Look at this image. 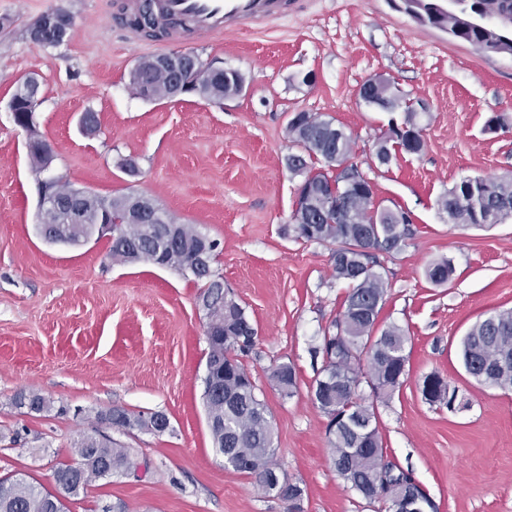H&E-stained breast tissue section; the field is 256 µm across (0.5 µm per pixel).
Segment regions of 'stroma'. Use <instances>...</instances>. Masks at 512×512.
Masks as SVG:
<instances>
[{
	"label": "stroma",
	"mask_w": 512,
	"mask_h": 512,
	"mask_svg": "<svg viewBox=\"0 0 512 512\" xmlns=\"http://www.w3.org/2000/svg\"><path fill=\"white\" fill-rule=\"evenodd\" d=\"M53 8L71 18L68 40L34 43L29 27ZM116 8L117 0H0V478L53 488L56 467L94 431L130 448L138 466L93 482L68 499V512H286L212 446L199 283L149 262H114L106 235L78 245L40 236L26 134L8 109L18 80L32 75L43 97L38 128L71 187L147 195L217 242L213 269L258 331L242 363L271 414L276 463L305 490L303 512H388L331 464L328 418L310 391L322 367L315 350L347 287L332 273L331 245L289 229L301 178L286 163L295 151L288 119L305 111L343 126L377 202L408 212L415 231L379 257L388 284L379 324L409 336L408 376L378 406L384 460L412 473L438 512H512V391L477 382L459 355L477 321L512 308V221L457 226L438 205L462 179L512 174V128L485 130L490 117L512 121V56L419 24L401 0H289L283 16L201 39L181 29L164 39L128 32ZM170 51L239 71L243 92L220 107L199 96L133 95L135 61ZM308 73L314 84L303 83ZM379 75L425 102L430 118L422 154L375 167L390 115L357 91ZM87 111L98 122L91 136L79 126ZM130 158L138 175L122 169ZM442 258L455 272L436 285L426 268ZM281 362L298 375L290 399L268 378ZM432 373L455 391L452 405L424 399ZM22 390L41 393L49 410L16 408ZM115 407L164 413L170 426L124 433L98 422Z\"/></svg>",
	"instance_id": "35a3bbf8"
}]
</instances>
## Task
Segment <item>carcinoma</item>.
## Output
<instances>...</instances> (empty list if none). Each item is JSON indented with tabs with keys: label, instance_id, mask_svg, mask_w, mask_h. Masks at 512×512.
I'll return each instance as SVG.
<instances>
[{
	"label": "carcinoma",
	"instance_id": "carcinoma-1",
	"mask_svg": "<svg viewBox=\"0 0 512 512\" xmlns=\"http://www.w3.org/2000/svg\"><path fill=\"white\" fill-rule=\"evenodd\" d=\"M448 9L459 14V19L448 17V24H458L452 37L464 40L486 54L512 55V33L492 31L472 16L471 0H453ZM130 85L154 86L159 96H167L165 79L142 60V68L131 76ZM368 97L382 103L384 112L400 111L401 92L390 93L384 84L364 87ZM418 112H404L402 122L391 118L387 135L381 138L375 158L393 150L419 155L425 148ZM317 128L308 130L293 122L288 123V135L298 148L297 168L312 180L327 183L334 179L331 172L319 164L336 145L327 132V121L316 119ZM127 196L99 197L83 209L86 222L97 220L103 208L112 209L118 217L125 209ZM451 224H466L490 228L512 219V178L482 177L480 182L466 181L453 186L440 200ZM117 235L112 239V258L124 263L151 260L163 250L169 268L191 275L202 282L200 296L221 297L222 282L215 278L212 264L216 244L206 254V264L198 266L197 253L208 237L194 224H115ZM296 238L306 242L335 245L331 257L336 279L349 284L339 316L332 323L334 336L345 339L355 355L338 362L329 355L326 344L316 350L322 355V370L312 386L313 402L329 418L326 429L331 461L336 473L370 503L385 502L389 512H396L393 499L382 495V476L392 473L398 486L399 498L409 504L422 494V489L410 474L383 463L385 448L378 427L375 403L391 397L399 390L408 375L409 354L407 336L396 325L374 335L375 326L385 298L387 282L375 270L378 254L400 249L414 231L411 224H379L375 213L356 193H341L327 197L316 204L303 223L293 225ZM454 267L446 259L433 262L426 270L431 282L440 277L451 279ZM216 335L208 339L206 362L214 366L217 388H204V403L212 444L224 455V466L251 479L267 494L273 493L267 477L277 468L274 462V428L267 406L257 393V387L239 359L254 346L257 330L246 309L232 297H224L223 314L212 319ZM512 359V309L497 310L476 322L463 337L461 357L468 374L483 379L489 385L512 390V373H487V362L494 357ZM374 387L372 402H365L360 393V378ZM269 379L281 397L291 398L297 391V374L293 364L282 362L269 369ZM14 405L31 413L48 408L46 398L34 391L19 392ZM159 414L134 415L114 407L98 415L121 431L134 429L155 434ZM77 458L83 466L76 470L70 463H62L55 470L56 489L46 491L28 483L22 477L0 478V512H67L66 501L91 483L123 474L134 466L129 449L114 446L98 436L84 435L77 443Z\"/></svg>",
	"mask_w": 512,
	"mask_h": 512
}]
</instances>
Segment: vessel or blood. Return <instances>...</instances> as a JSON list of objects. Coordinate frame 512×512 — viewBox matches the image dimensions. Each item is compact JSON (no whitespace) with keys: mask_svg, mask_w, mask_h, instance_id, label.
Masks as SVG:
<instances>
[{"mask_svg":"<svg viewBox=\"0 0 512 512\" xmlns=\"http://www.w3.org/2000/svg\"><path fill=\"white\" fill-rule=\"evenodd\" d=\"M164 14L186 22L195 37L223 33L233 25L281 13V0H160Z\"/></svg>","mask_w":512,"mask_h":512,"instance_id":"b4317fda","label":"vessel or blood"}]
</instances>
